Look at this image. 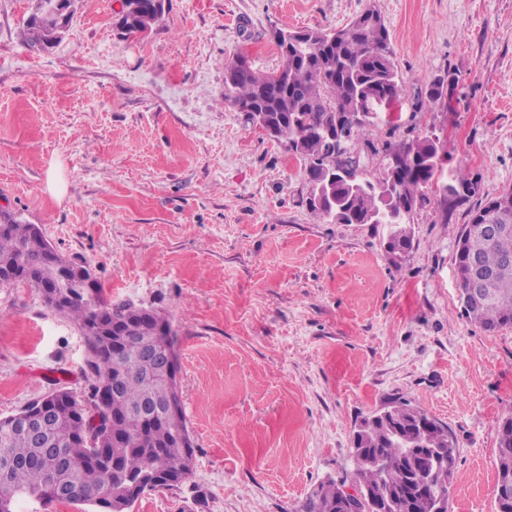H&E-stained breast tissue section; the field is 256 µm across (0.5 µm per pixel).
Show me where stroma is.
I'll list each match as a JSON object with an SVG mask.
<instances>
[{"label": "stroma", "mask_w": 512, "mask_h": 512, "mask_svg": "<svg viewBox=\"0 0 512 512\" xmlns=\"http://www.w3.org/2000/svg\"><path fill=\"white\" fill-rule=\"evenodd\" d=\"M128 36L120 0H75L50 49L20 32L35 0H0V208L84 262L105 301L167 317L194 448L182 483L130 512H297L354 484L355 424L398 397L447 425L450 512H494L498 426L512 413V328L462 314L459 234L512 188V0H165ZM375 8L401 91L373 132L399 147L437 134L477 194L413 215V247L381 224L306 206V163L224 102V67L281 64L272 28H336ZM448 105L420 100L445 74ZM66 183L47 189L49 171ZM85 335L39 291L0 287V418L57 389L84 392Z\"/></svg>", "instance_id": "obj_1"}]
</instances>
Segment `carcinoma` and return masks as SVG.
Segmentation results:
<instances>
[{"label":"carcinoma","mask_w":512,"mask_h":512,"mask_svg":"<svg viewBox=\"0 0 512 512\" xmlns=\"http://www.w3.org/2000/svg\"><path fill=\"white\" fill-rule=\"evenodd\" d=\"M164 5L157 0H123L124 30L143 34L158 24ZM55 30L30 15L22 37L31 46L47 47ZM293 31L276 28L272 38L281 65L271 73L252 68L243 55L225 65L224 101L285 140L288 150L306 163L309 186L336 176L332 195L317 205L308 202L317 218L347 224L389 225L386 252L393 258L413 243V214L429 201L428 191L443 177L445 143L423 136L394 149L383 147L386 164L375 181L363 177L360 163H351L350 145L362 142L373 154L371 139L379 112L401 89L387 28L375 9L334 30ZM454 81L440 77L425 93L421 105L444 104V90ZM445 185L453 194L446 202L464 200L461 192L472 181L460 170L448 172ZM512 200V189L488 198L469 214L455 253L460 302L465 318L484 331L512 328V271L490 284V296L470 305L468 268L476 257L489 271L512 257V229L488 238L478 225ZM59 256L34 224L8 219L0 223V286L25 284L44 293L52 287L73 297L47 306L79 323L88 343L87 367L93 377L88 391L77 395L57 390L47 398L52 414L36 432L19 429L13 417L0 419V502L26 499L34 509L48 503L42 491L56 487V498L82 502L100 512L118 507L128 512L148 491L179 484L191 474L193 441L182 405L177 414L140 417L147 402L168 408L174 388L164 362L175 353L176 334L158 313L131 302L121 304L122 323L112 330L113 306L100 299L98 288L83 292L77 282H64ZM387 414L365 423L353 434L355 483L378 497L393 501L392 512H448L450 490L457 477V448L448 427L421 408L403 400L386 405ZM418 443L425 458L418 469L409 462V444ZM495 487L512 484V438L499 434ZM341 490L334 481L314 487L300 512H342Z\"/></svg>","instance_id":"obj_1"}]
</instances>
